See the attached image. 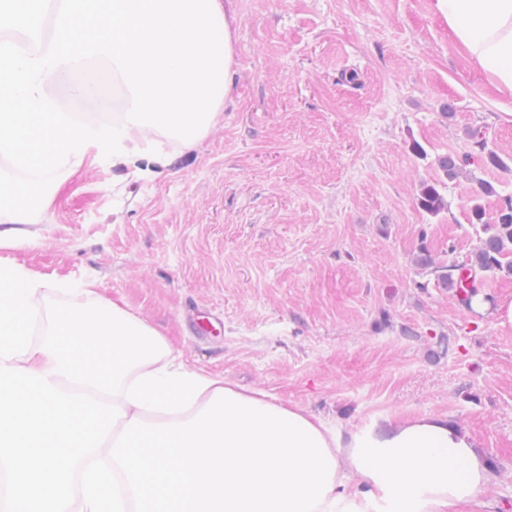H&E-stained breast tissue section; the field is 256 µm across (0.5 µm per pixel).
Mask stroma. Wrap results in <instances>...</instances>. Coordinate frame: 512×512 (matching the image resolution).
<instances>
[{"label": "stroma", "instance_id": "obj_1", "mask_svg": "<svg viewBox=\"0 0 512 512\" xmlns=\"http://www.w3.org/2000/svg\"><path fill=\"white\" fill-rule=\"evenodd\" d=\"M234 79L192 148L165 143L150 180L85 160L35 223H0V263L45 282V317L91 281L186 366L340 429L442 415L494 465L454 512H512V327L487 276L466 310L434 269L479 244L473 202L512 196V97L493 92L434 0H230ZM359 74L358 85L344 82ZM453 113H445L446 104ZM481 129L499 167L448 180L438 156ZM440 183L448 207L416 204ZM497 193L478 198L480 183ZM438 187L437 183H422L416 198L418 207L434 216L447 208L445 198Z\"/></svg>", "mask_w": 512, "mask_h": 512}]
</instances>
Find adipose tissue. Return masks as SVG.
Returning <instances> with one entry per match:
<instances>
[{
  "instance_id": "adipose-tissue-1",
  "label": "adipose tissue",
  "mask_w": 512,
  "mask_h": 512,
  "mask_svg": "<svg viewBox=\"0 0 512 512\" xmlns=\"http://www.w3.org/2000/svg\"><path fill=\"white\" fill-rule=\"evenodd\" d=\"M490 88L512 94V0H435ZM42 282L0 265V366L124 411L97 450L125 512H448L478 498L491 467L444 416L341 431L257 391L191 370L146 322L73 286L44 319ZM41 323L39 340L30 327Z\"/></svg>"
}]
</instances>
